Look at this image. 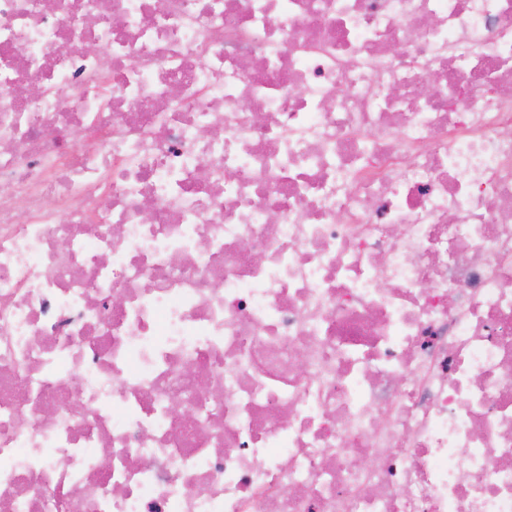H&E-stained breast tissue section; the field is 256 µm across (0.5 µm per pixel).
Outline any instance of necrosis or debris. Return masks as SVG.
Segmentation results:
<instances>
[{"instance_id":"1","label":"necrosis or debris","mask_w":512,"mask_h":512,"mask_svg":"<svg viewBox=\"0 0 512 512\" xmlns=\"http://www.w3.org/2000/svg\"><path fill=\"white\" fill-rule=\"evenodd\" d=\"M0 512H512V0H0Z\"/></svg>"}]
</instances>
